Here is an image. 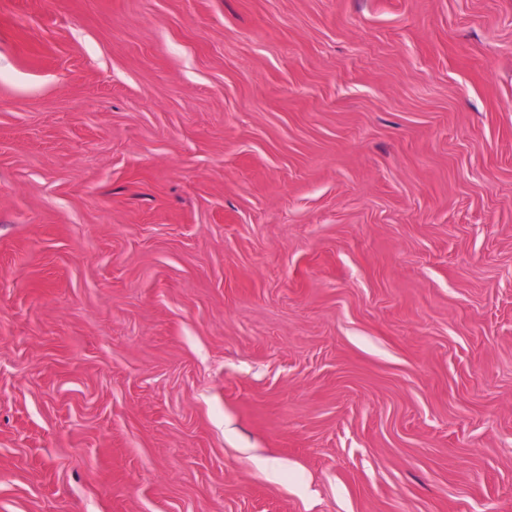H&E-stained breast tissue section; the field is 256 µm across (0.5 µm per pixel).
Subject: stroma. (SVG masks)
Listing matches in <instances>:
<instances>
[{
    "label": "stroma",
    "instance_id": "stroma-1",
    "mask_svg": "<svg viewBox=\"0 0 512 512\" xmlns=\"http://www.w3.org/2000/svg\"><path fill=\"white\" fill-rule=\"evenodd\" d=\"M0 512H512V0H0Z\"/></svg>",
    "mask_w": 512,
    "mask_h": 512
}]
</instances>
